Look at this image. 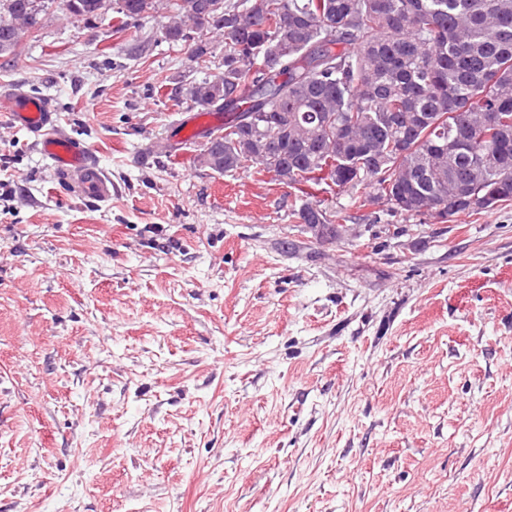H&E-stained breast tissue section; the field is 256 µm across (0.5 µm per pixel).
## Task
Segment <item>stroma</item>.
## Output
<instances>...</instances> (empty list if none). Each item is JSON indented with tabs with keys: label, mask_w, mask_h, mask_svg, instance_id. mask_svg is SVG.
<instances>
[{
	"label": "stroma",
	"mask_w": 512,
	"mask_h": 512,
	"mask_svg": "<svg viewBox=\"0 0 512 512\" xmlns=\"http://www.w3.org/2000/svg\"><path fill=\"white\" fill-rule=\"evenodd\" d=\"M45 0L0 57L119 187L59 182L0 111V512H512V205L446 223L219 175L173 141L162 34ZM345 209L344 205H336V208H322L320 204L305 200L296 214L301 224H343L347 221Z\"/></svg>",
	"instance_id": "1"
}]
</instances>
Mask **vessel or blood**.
I'll use <instances>...</instances> for the list:
<instances>
[{
  "label": "vessel or blood",
  "mask_w": 512,
  "mask_h": 512,
  "mask_svg": "<svg viewBox=\"0 0 512 512\" xmlns=\"http://www.w3.org/2000/svg\"><path fill=\"white\" fill-rule=\"evenodd\" d=\"M0 109L10 124L32 133L42 154L63 181H75L78 192L87 198L110 202L116 188L106 171L88 149L69 136L49 101L17 89L0 96Z\"/></svg>",
  "instance_id": "vessel-or-blood-1"
}]
</instances>
